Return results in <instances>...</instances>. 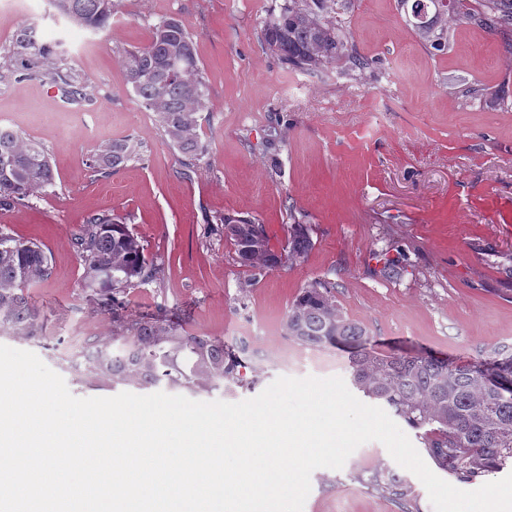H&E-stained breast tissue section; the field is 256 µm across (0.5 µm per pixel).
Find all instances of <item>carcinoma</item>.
I'll use <instances>...</instances> for the list:
<instances>
[{
  "label": "carcinoma",
  "instance_id": "cac0c4a2",
  "mask_svg": "<svg viewBox=\"0 0 512 512\" xmlns=\"http://www.w3.org/2000/svg\"><path fill=\"white\" fill-rule=\"evenodd\" d=\"M351 0H283L279 14L264 23L266 44L289 66L309 73L326 64L343 76L363 75L373 62L361 55L352 34L337 15ZM56 15L94 32L104 29L115 0H49ZM410 8L408 22L424 42H448V24L465 23L501 38L512 57V0H398ZM66 55L62 40L45 42L32 26L20 28L12 39L15 66L0 69V83L36 77L60 91L69 102H91L94 93L76 70L60 65ZM126 83L140 103L156 113L170 143L193 164L205 152L198 132V112L204 90L195 45L183 24L167 19L156 25L149 41L126 52ZM137 154L128 139L102 144L89 159V168L110 176ZM47 153L17 132L0 131V207H11L54 184ZM224 237L246 268L273 271L306 257L308 229H288V252L273 250L261 224L244 218L224 219ZM83 260V287L96 295L97 305L113 311L117 295L134 281L155 279L160 270L145 272L143 246L120 219L89 217L78 237ZM49 273L42 245L0 233V331L34 336L43 329L40 311L32 302L31 286ZM130 348L126 359L97 362L92 374L112 385L186 388L212 392L224 380H237V357L224 343L187 333L173 320L149 318L121 325ZM288 336L303 346L355 343L349 360L358 391L389 408L414 429L427 425L429 456L460 478L500 472L512 463V355L459 363L430 355L383 354L362 344L366 327L344 316L331 288L312 283L291 302L285 320ZM370 485L410 512L411 486L395 474L376 473Z\"/></svg>",
  "mask_w": 512,
  "mask_h": 512
}]
</instances>
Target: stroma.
I'll return each mask as SVG.
<instances>
[{"mask_svg":"<svg viewBox=\"0 0 512 512\" xmlns=\"http://www.w3.org/2000/svg\"><path fill=\"white\" fill-rule=\"evenodd\" d=\"M280 2L118 0L110 26L94 34L53 21L48 0H27L25 15L0 0V66L33 14L64 39L67 65L95 93L94 103L74 104L37 78L0 84V121L39 144L55 172L54 185L0 207V232L39 241L51 257L50 275L31 290L43 329L7 346L55 370L75 322L95 346L119 322L162 316L224 340L241 359L239 382L212 399H250L281 376L347 380L346 350L304 347L285 330L293 299L318 281L383 352L468 362L512 348V58L477 27L450 26L438 48L415 35L397 0H353L341 19L377 75L343 77L332 64L310 74L261 38ZM168 18L191 36L205 89V153L188 167L156 118H144L122 63ZM464 82L505 109L463 97ZM118 134L139 143V157L112 176L93 173L90 155ZM93 214L123 218L162 270L121 293L115 313L100 311L81 282L76 238ZM227 216L263 224L277 251L289 225H307L308 254L268 273L241 267L224 237ZM367 447L366 458L312 473L303 512H400L369 483L384 471L413 485L411 512H433L414 474L380 442Z\"/></svg>","mask_w":512,"mask_h":512,"instance_id":"stroma-1","label":"stroma"}]
</instances>
